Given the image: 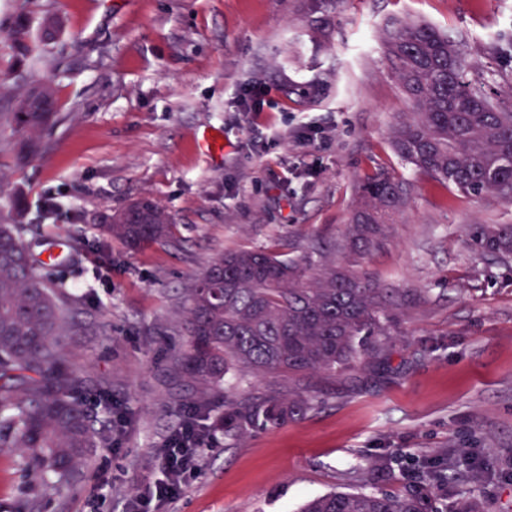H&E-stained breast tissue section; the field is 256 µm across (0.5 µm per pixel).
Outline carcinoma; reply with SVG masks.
Listing matches in <instances>:
<instances>
[{
    "mask_svg": "<svg viewBox=\"0 0 512 512\" xmlns=\"http://www.w3.org/2000/svg\"><path fill=\"white\" fill-rule=\"evenodd\" d=\"M30 52L28 27L8 35ZM381 43L392 60L412 112L390 130L402 160L446 189L512 201V108L469 77L461 40L418 21L393 19ZM57 112H29L17 102L12 119L29 136L16 142L25 162L39 154L36 133ZM408 202L406 184L388 177L361 187L339 260L319 255L288 258L268 248L216 256L188 289L185 344L178 359L184 376L206 387L221 385L240 368L284 377L295 389L237 398L220 393L221 411L207 430L238 440L304 415L311 399L300 388L313 373L334 376L357 366L369 339L390 335L394 311L408 294L355 270L357 260L383 248L389 225ZM145 224L131 211L103 232L130 248L159 242L173 227L171 214L149 199ZM473 241L498 259L512 256V224L478 225ZM44 261L22 242L18 225L0 224V447L22 448L45 481L61 480L98 447L89 413L75 399L76 375L64 366L62 339L72 332L60 291L41 274ZM302 512H426L419 496L369 491L329 492Z\"/></svg>",
    "mask_w": 512,
    "mask_h": 512,
    "instance_id": "cac0c4a2",
    "label": "carcinoma"
}]
</instances>
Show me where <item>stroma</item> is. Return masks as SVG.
Segmentation results:
<instances>
[{
  "label": "stroma",
  "instance_id": "obj_1",
  "mask_svg": "<svg viewBox=\"0 0 512 512\" xmlns=\"http://www.w3.org/2000/svg\"><path fill=\"white\" fill-rule=\"evenodd\" d=\"M22 15L27 56L5 38ZM397 17L461 37L512 106V0H0V113L47 78L58 101L26 163L12 150L20 127L0 125V222L34 251L64 249L41 273L63 293L66 362L104 438L54 486L0 448V512H130L160 477L158 448L206 397L177 364L187 288L228 250L337 255L359 185L379 174L403 179L410 201L363 268L416 303L367 368L309 378L319 401L304 417L216 434L180 493L151 507L298 512L373 490L425 497L429 512H512V262L471 237L512 224V203L442 188L392 151L409 106L378 34ZM255 86L262 111H241ZM206 130L222 132L223 156L198 151ZM140 198L174 228L131 251L101 216Z\"/></svg>",
  "mask_w": 512,
  "mask_h": 512
}]
</instances>
